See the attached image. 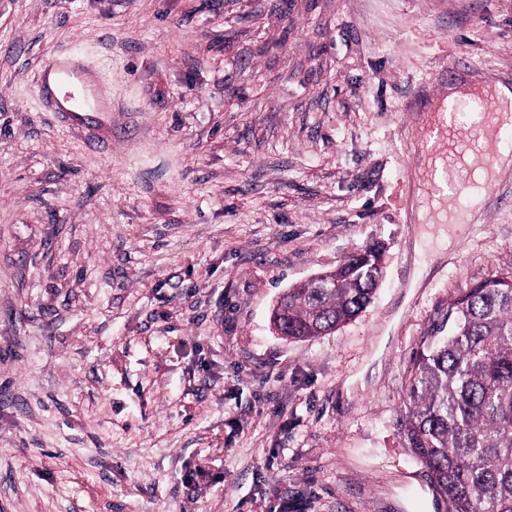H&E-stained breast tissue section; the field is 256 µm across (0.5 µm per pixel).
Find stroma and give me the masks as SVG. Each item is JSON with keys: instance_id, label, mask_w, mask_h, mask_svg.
<instances>
[{"instance_id": "1", "label": "stroma", "mask_w": 512, "mask_h": 512, "mask_svg": "<svg viewBox=\"0 0 512 512\" xmlns=\"http://www.w3.org/2000/svg\"><path fill=\"white\" fill-rule=\"evenodd\" d=\"M111 128L44 111L42 59ZM512 84V0H0V512H444L394 426L433 318L512 273V166L440 248L418 87ZM375 243L371 304L288 288ZM380 255L374 245L344 258L318 288L308 283L289 288L272 313L288 339L306 340L330 333L365 309L382 278Z\"/></svg>"}]
</instances>
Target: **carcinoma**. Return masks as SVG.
I'll list each match as a JSON object with an SVG mask.
<instances>
[{
  "mask_svg": "<svg viewBox=\"0 0 512 512\" xmlns=\"http://www.w3.org/2000/svg\"><path fill=\"white\" fill-rule=\"evenodd\" d=\"M378 261L367 245L324 286L288 289L272 310L281 332L306 340L353 319L382 278ZM395 426L447 512H512V274L470 289L433 320Z\"/></svg>",
  "mask_w": 512,
  "mask_h": 512,
  "instance_id": "obj_1",
  "label": "carcinoma"
}]
</instances>
